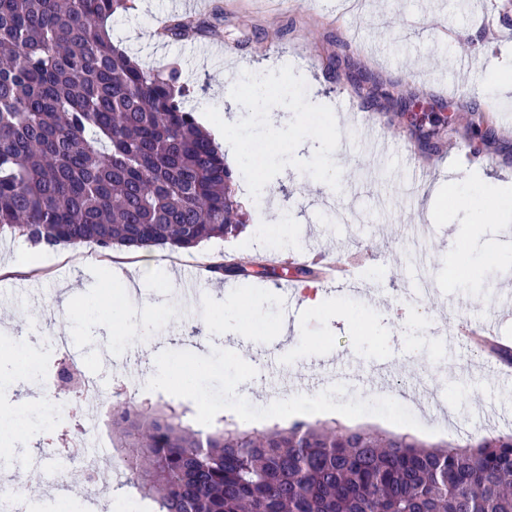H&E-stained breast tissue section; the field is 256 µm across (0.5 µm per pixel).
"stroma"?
Wrapping results in <instances>:
<instances>
[{
	"instance_id": "obj_1",
	"label": "stroma",
	"mask_w": 512,
	"mask_h": 512,
	"mask_svg": "<svg viewBox=\"0 0 512 512\" xmlns=\"http://www.w3.org/2000/svg\"><path fill=\"white\" fill-rule=\"evenodd\" d=\"M359 0L341 8L339 0H201L194 11L208 27L202 38L221 45L234 43L240 58L205 64L190 42L165 43L156 30L177 9L173 0H150V9L135 6L112 24L114 43L140 63L165 71L178 67L190 86L204 81L205 95L190 96L195 117L223 113L236 139L240 182L261 183L271 192L266 202H245L244 230L214 239L180 254L152 247L150 255L164 271L174 272L180 258L212 264L233 258L244 262L248 281L227 285L206 281L200 293L216 292L209 311L196 299L159 281L146 290L168 317L153 341H145L134 325L112 327L101 322L97 300L116 292L94 261L110 253L93 244L80 246L79 261L67 260L66 246L54 247L59 263L30 264L0 277V355L38 347L42 367L57 354L52 336L68 342L71 361L94 371L107 392L122 391L134 402L174 406L193 428L262 430L294 418L289 402L317 399L329 409L326 423L388 434H407L430 445L455 443L460 437L512 431V374L489 362L475 346L444 347L442 335L456 323L486 325L512 347V234L501 226L493 200L474 205L469 184L488 189L512 185V127L501 125L483 145L469 168L451 179L429 175L417 183L404 162L416 153L408 112L390 110L385 100L371 105L380 120H392L404 139L382 167H374L337 101L373 82L398 83L411 100H425V112L437 115L444 132V154L467 152L471 145L454 131L465 105L467 88L478 105H495L512 114V94L499 92L493 76L512 71V22L502 19L504 0ZM481 41L480 54L466 48ZM347 58L333 67L329 58L339 44ZM275 72L264 104L255 100V85ZM234 83L228 98L217 85ZM445 187L431 199V186ZM320 247L361 263L359 279L330 289L335 313L311 311L303 295L286 299L280 282L291 275L290 256ZM280 258L266 267L263 257ZM78 275L82 290L70 305L60 303L59 283ZM202 325V340L185 332ZM297 331L298 349L277 341L281 328ZM163 355L192 377L190 386L147 385L153 356ZM335 356L359 375L354 385H336L312 372L321 360ZM297 381L287 399L273 402L282 377ZM23 378L12 379L0 410L26 417L31 445L42 456V479L25 485L27 506L41 512H127L135 489L123 486L111 461L126 456L117 447L109 414L111 401L86 426L85 440L101 452L97 494H87L81 471L62 468L54 454L57 434L70 431L71 412L54 407L67 400L64 383L47 385L32 402ZM405 394L413 414L373 416L366 406L378 396Z\"/></svg>"
}]
</instances>
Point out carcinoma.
<instances>
[{
	"label": "carcinoma",
	"instance_id": "cac0c4a2",
	"mask_svg": "<svg viewBox=\"0 0 512 512\" xmlns=\"http://www.w3.org/2000/svg\"><path fill=\"white\" fill-rule=\"evenodd\" d=\"M131 0H0V239L103 250L193 249L235 236L242 214L224 154L187 108L178 68L115 45L108 22ZM205 23L175 16L163 37ZM469 140L492 139L488 113ZM422 152L435 128L415 126ZM221 279H249L228 260ZM125 485L154 512H512V434L463 448L327 424L204 435L178 415L116 399Z\"/></svg>",
	"mask_w": 512,
	"mask_h": 512
}]
</instances>
